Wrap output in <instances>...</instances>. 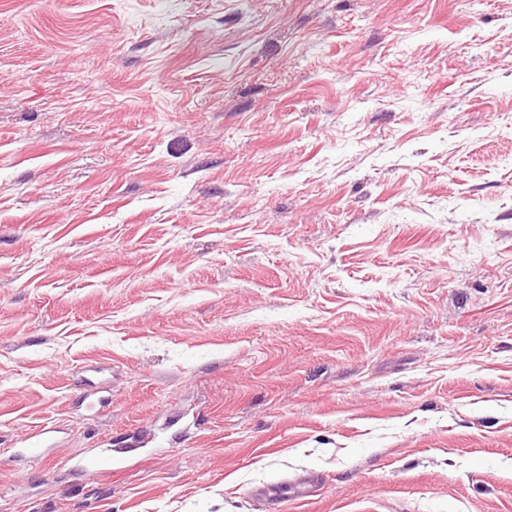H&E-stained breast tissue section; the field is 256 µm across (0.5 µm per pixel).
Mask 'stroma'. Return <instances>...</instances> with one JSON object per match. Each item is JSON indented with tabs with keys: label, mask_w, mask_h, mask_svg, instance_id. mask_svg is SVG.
Returning a JSON list of instances; mask_svg holds the SVG:
<instances>
[{
	"label": "stroma",
	"mask_w": 512,
	"mask_h": 512,
	"mask_svg": "<svg viewBox=\"0 0 512 512\" xmlns=\"http://www.w3.org/2000/svg\"><path fill=\"white\" fill-rule=\"evenodd\" d=\"M306 473L512 512V0H0V512ZM50 431L42 429L38 432L27 435L24 439L25 448H22V455L32 464L45 461L49 456V443L46 434ZM112 452V448H101L98 452L78 461V466L85 471L99 472L112 470V465L121 457Z\"/></svg>",
	"instance_id": "1"
}]
</instances>
